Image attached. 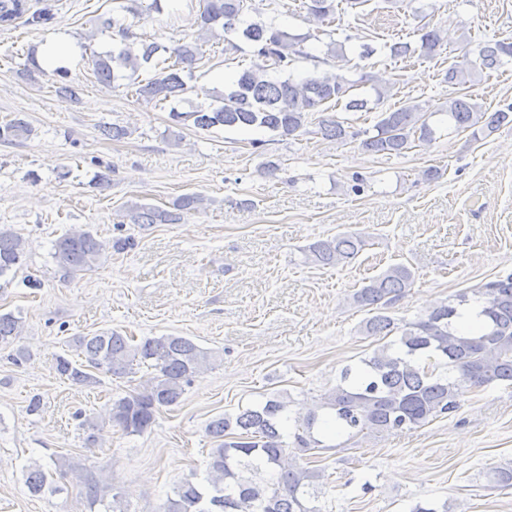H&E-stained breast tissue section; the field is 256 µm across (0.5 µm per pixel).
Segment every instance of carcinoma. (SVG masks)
I'll list each match as a JSON object with an SVG mask.
<instances>
[{
  "mask_svg": "<svg viewBox=\"0 0 512 512\" xmlns=\"http://www.w3.org/2000/svg\"><path fill=\"white\" fill-rule=\"evenodd\" d=\"M138 0L121 4L112 17L100 22L101 33L112 32V50L91 56L93 74L101 83L122 86L125 80L135 87L134 94L149 102H181L192 90L195 69L203 57L199 40L220 31L224 53L241 50L243 41L253 47L261 62L242 68L215 103L181 112L170 108L176 127L192 123L197 129L263 128L281 139L304 134L321 136L337 143L356 142L374 155L401 156L435 140L432 119L447 117L448 130L471 132L474 139L487 138L512 124V104L494 112L467 92L474 82L476 66L498 69L512 59V42L480 43L465 52L461 62L452 63L443 82L452 88L446 104L432 110L427 102L412 101L396 109L379 112L371 127H355L349 118L331 114L339 107L345 113L370 111L369 103H383L387 90L375 85V100L362 88L369 76L357 79L330 74L319 69L345 56V45L334 38L337 12L355 11L370 0H302L305 20L314 30L294 34L274 21H252L253 0H205L199 15L198 39L168 46L147 41L133 32L127 16H139ZM419 19L417 46L398 42L387 46L389 58L433 59L444 46L442 30L426 21L422 8L414 9ZM323 45V56L311 52L308 41ZM476 54L477 60L468 59ZM314 62V71L297 81L281 78L295 61ZM148 77L140 78V73ZM61 79L57 92L78 99L81 85L70 80L66 68L56 70ZM32 135L31 126L21 118L0 124V141L12 142ZM203 203L199 194H185L169 208L134 203L127 217L134 224H177L183 214ZM365 246L357 234H341L306 246L307 261L318 266H337L355 259ZM28 251L27 241L11 228L0 226V278L16 272ZM106 245L91 232L68 231L56 239L51 256L69 277L92 270L103 259ZM414 282V272L405 264L388 266L370 278L354 294V301L370 317L362 323L368 336L391 337L362 360V366L343 371L341 383L321 397L319 408L335 416L338 426L353 436L391 434L422 427L459 408L462 385L475 387L492 383L512 385V273L455 295L413 321L396 322L385 314ZM477 300L482 303L484 324L479 332L459 334L452 325L460 307ZM22 320L12 313L0 314V345L8 346L21 333ZM78 359L55 357L56 372L81 385L97 383L96 374L125 377L143 369L149 371L143 389L112 401L108 419L123 432L139 435L150 429L157 412L179 402L193 378L217 361L215 352L198 346L184 336L146 337L139 341L117 331H104L73 340ZM287 403L269 397L238 414L226 415L210 423L213 438L203 477L193 472L182 478L167 498L163 512H320L312 501L318 498V485L324 478L320 467H302L297 459L325 448L314 435L319 421L310 412L296 425L294 441L288 442L282 424ZM87 489L91 505L105 512H125L122 498L112 488L100 484L90 469L78 475ZM492 487L512 489V467L490 473ZM26 485L33 494L46 486L45 472L27 470Z\"/></svg>",
  "mask_w": 512,
  "mask_h": 512,
  "instance_id": "obj_1",
  "label": "carcinoma"
}]
</instances>
